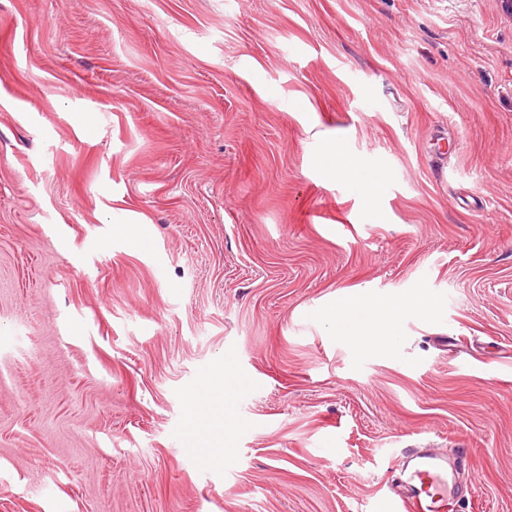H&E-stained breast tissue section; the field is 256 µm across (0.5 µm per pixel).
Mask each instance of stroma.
<instances>
[{"label":"stroma","instance_id":"35a3bbf8","mask_svg":"<svg viewBox=\"0 0 512 512\" xmlns=\"http://www.w3.org/2000/svg\"><path fill=\"white\" fill-rule=\"evenodd\" d=\"M413 288L388 352L333 325ZM461 445L448 512H512L498 0H0V512H376ZM322 164L328 176H349L352 183L362 187L363 196L369 200L379 182V173L362 169L335 145L326 148L322 156ZM231 390L232 386L227 385L226 380L224 382L223 379L222 382L218 381L210 384L202 392L189 398L192 415L196 416L199 412L205 414V421L202 425H193L190 442L194 443L200 434L206 433L218 437L217 440L211 443V447L219 450L222 454L233 447V434L226 425L230 419Z\"/></svg>","mask_w":512,"mask_h":512}]
</instances>
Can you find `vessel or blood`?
<instances>
[{
  "label": "vessel or blood",
  "mask_w": 512,
  "mask_h": 512,
  "mask_svg": "<svg viewBox=\"0 0 512 512\" xmlns=\"http://www.w3.org/2000/svg\"><path fill=\"white\" fill-rule=\"evenodd\" d=\"M411 460L406 493L398 497L382 496L379 512H446L452 492L447 458L415 450Z\"/></svg>",
  "instance_id": "b4317fda"
}]
</instances>
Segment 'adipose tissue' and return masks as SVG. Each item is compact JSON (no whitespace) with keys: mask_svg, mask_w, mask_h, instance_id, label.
I'll return each mask as SVG.
<instances>
[{"mask_svg":"<svg viewBox=\"0 0 512 512\" xmlns=\"http://www.w3.org/2000/svg\"><path fill=\"white\" fill-rule=\"evenodd\" d=\"M322 164L328 176L350 177L353 184L362 188L364 197H371L379 181L378 173L360 168L336 146H328L322 156ZM422 304L417 296L408 295L384 305L362 303L344 306L334 311L332 320L341 335L357 340L362 346L386 348L394 337L396 319L405 313L421 310ZM226 382L208 385L202 392L189 399L192 413H204L205 421L193 425L192 436L206 433L214 436L213 446L220 452L232 448V434L227 427L229 419L230 396L226 391Z\"/></svg>","mask_w":512,"mask_h":512,"instance_id":"adipose-tissue-1","label":"adipose tissue"}]
</instances>
